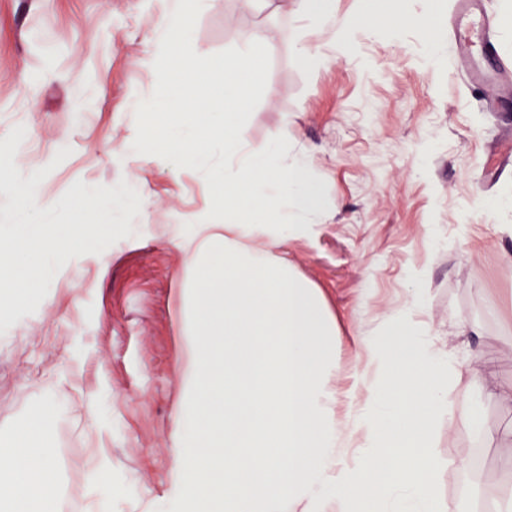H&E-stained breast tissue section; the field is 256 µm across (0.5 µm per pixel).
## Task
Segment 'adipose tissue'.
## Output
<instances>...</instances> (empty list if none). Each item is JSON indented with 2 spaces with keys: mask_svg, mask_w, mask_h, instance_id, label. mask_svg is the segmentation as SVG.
<instances>
[{
  "mask_svg": "<svg viewBox=\"0 0 512 512\" xmlns=\"http://www.w3.org/2000/svg\"><path fill=\"white\" fill-rule=\"evenodd\" d=\"M167 30L142 68L163 71L179 104L171 125L142 115L157 151L210 171L204 221L173 236L184 255L177 294L185 364L173 407L174 472L192 512H256L283 501L302 512H444L440 461L431 448L448 413V371L456 363L430 325L416 321L420 292L379 336L353 346L363 387L336 390V318L318 288L285 257L289 240L311 238L322 221L313 167L288 154L287 128L264 143L241 132L245 73L267 49L244 34L227 60L177 53L191 28L184 0L164 14ZM224 146L214 168L212 136ZM47 400L0 448V512H53L56 484Z\"/></svg>",
  "mask_w": 512,
  "mask_h": 512,
  "instance_id": "1",
  "label": "adipose tissue"
}]
</instances>
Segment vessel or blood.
<instances>
[{"instance_id": "b4317fda", "label": "vessel or blood", "mask_w": 512, "mask_h": 512, "mask_svg": "<svg viewBox=\"0 0 512 512\" xmlns=\"http://www.w3.org/2000/svg\"><path fill=\"white\" fill-rule=\"evenodd\" d=\"M481 0H455L448 25L455 40L452 52L470 83H512V65L501 61L491 25L480 17Z\"/></svg>"}]
</instances>
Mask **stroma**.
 I'll use <instances>...</instances> for the list:
<instances>
[{
    "label": "stroma",
    "mask_w": 512,
    "mask_h": 512,
    "mask_svg": "<svg viewBox=\"0 0 512 512\" xmlns=\"http://www.w3.org/2000/svg\"><path fill=\"white\" fill-rule=\"evenodd\" d=\"M455 0H405L396 35L354 28L347 45L305 19L300 0H205L179 50L222 59L261 31L260 79L242 115L246 142L288 130V152L307 150L325 216L314 238L288 253L327 299L339 330L340 391L359 385L353 336L379 334L422 286L419 311L460 366L448 376V410L432 448L445 512H476L512 477V411L484 402L490 438L466 414L476 395L468 359L481 351L487 386L512 382V94L481 112L444 64L424 70L431 45L448 40ZM165 0H0V140L18 125L21 179L48 168L40 188L54 204L76 181L127 182L141 197L129 237L70 260L39 308L0 334V441L51 397L49 439L58 512H185L174 492V323L182 253L170 238L203 216L208 174L158 154L141 134L143 109L166 111L168 85L138 68L164 36ZM292 32L320 49L309 68L283 40ZM71 154L62 163V148ZM505 161L489 167L492 154ZM424 284H417L420 270ZM476 326L460 335L457 323Z\"/></svg>",
    "instance_id": "35a3bbf8"
}]
</instances>
